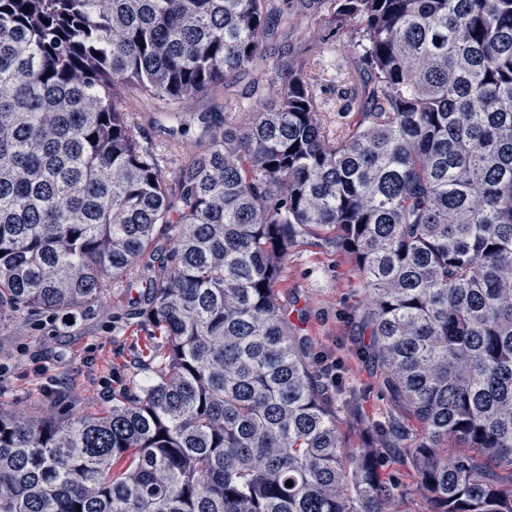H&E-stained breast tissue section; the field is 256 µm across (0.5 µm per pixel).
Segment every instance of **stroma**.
<instances>
[{
	"label": "stroma",
	"instance_id": "1",
	"mask_svg": "<svg viewBox=\"0 0 512 512\" xmlns=\"http://www.w3.org/2000/svg\"><path fill=\"white\" fill-rule=\"evenodd\" d=\"M355 24L329 32L313 31L305 16L288 19L294 51L310 55L326 128L341 135L358 119L354 89L364 70L363 48ZM350 259L308 245L288 258L282 290L301 308L313 350L336 362L346 392L358 399L355 419L339 423L347 444L360 442L368 425L388 419L414 433L415 421L389 400L379 376L358 353L356 313L364 294ZM136 289L114 288L93 308L72 313L70 321L49 316H18L0 332V405L44 412L51 407L78 414L97 412L112 402L114 390L145 383L150 371L139 360L155 346L154 337L135 315Z\"/></svg>",
	"mask_w": 512,
	"mask_h": 512
}]
</instances>
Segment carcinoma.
<instances>
[{
    "instance_id": "carcinoma-1",
    "label": "carcinoma",
    "mask_w": 512,
    "mask_h": 512,
    "mask_svg": "<svg viewBox=\"0 0 512 512\" xmlns=\"http://www.w3.org/2000/svg\"><path fill=\"white\" fill-rule=\"evenodd\" d=\"M299 4L366 42L342 137L293 0H0V331L138 283L161 344L102 413L0 407V512H400L386 449L427 512H512V0ZM140 103L173 150L198 131L173 189ZM302 244L356 267L411 444L342 439L281 294Z\"/></svg>"
}]
</instances>
